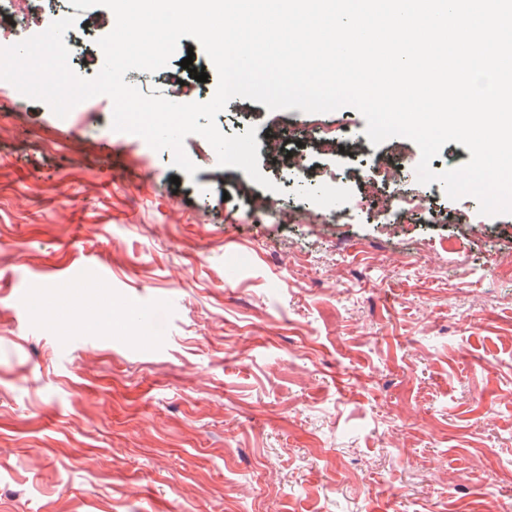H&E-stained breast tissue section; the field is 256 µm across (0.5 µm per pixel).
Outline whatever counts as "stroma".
Masks as SVG:
<instances>
[{"mask_svg":"<svg viewBox=\"0 0 512 512\" xmlns=\"http://www.w3.org/2000/svg\"><path fill=\"white\" fill-rule=\"evenodd\" d=\"M39 12L73 16L88 51L113 29L105 7ZM186 57L209 101L191 37L128 80L161 95ZM112 115L61 118L0 81V512H496L488 484L512 501V281L490 266L512 214L419 183L418 145L372 146L349 107L217 115L255 127L274 192L214 161L184 174ZM318 123L341 150L315 152ZM395 161L436 210L409 215L412 242L361 192ZM294 164L336 182L292 183ZM259 197L345 221L279 224ZM462 212L479 233L453 256Z\"/></svg>","mask_w":512,"mask_h":512,"instance_id":"35a3bbf8","label":"stroma"}]
</instances>
